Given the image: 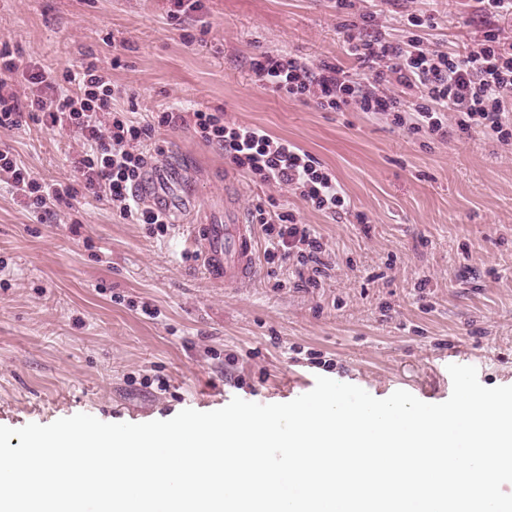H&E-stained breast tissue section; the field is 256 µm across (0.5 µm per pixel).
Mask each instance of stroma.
Returning a JSON list of instances; mask_svg holds the SVG:
<instances>
[{
  "label": "stroma",
  "mask_w": 512,
  "mask_h": 512,
  "mask_svg": "<svg viewBox=\"0 0 512 512\" xmlns=\"http://www.w3.org/2000/svg\"><path fill=\"white\" fill-rule=\"evenodd\" d=\"M413 7L435 15L422 39L442 50L489 29L512 36V16H484L475 0ZM168 9L0 0V43L19 61L106 68L114 109L150 128L152 164L181 170L191 206L163 235L81 196L42 224L0 184V426L78 413L145 423L236 397L285 403L319 375L378 399L404 390L439 404L452 393V359L484 386L512 385V141L410 136L383 114L264 90L252 61L265 51L353 67L335 0H204L178 23ZM180 107L295 142L333 171L349 214H322L234 169L190 124L159 125ZM0 142L48 184L68 177L79 149L76 132L33 119ZM228 192L242 216L274 198L310 225L327 264L319 287H303L295 261L279 258L240 288L204 277L177 225L223 212ZM146 302L157 318L142 313Z\"/></svg>",
  "instance_id": "obj_1"
}]
</instances>
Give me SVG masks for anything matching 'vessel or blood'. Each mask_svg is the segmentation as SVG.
I'll return each instance as SVG.
<instances>
[{
	"label": "vessel or blood",
	"mask_w": 512,
	"mask_h": 512,
	"mask_svg": "<svg viewBox=\"0 0 512 512\" xmlns=\"http://www.w3.org/2000/svg\"><path fill=\"white\" fill-rule=\"evenodd\" d=\"M181 183L179 172L168 169L139 181L133 192L139 199L155 198L172 203ZM208 279L236 288L255 279L258 270L257 235L254 225L242 222L232 199L224 201V220L212 224H186Z\"/></svg>",
	"instance_id": "vessel-or-blood-1"
}]
</instances>
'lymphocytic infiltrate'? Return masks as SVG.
<instances>
[{
	"instance_id": "obj_1",
	"label": "lymphocytic infiltrate",
	"mask_w": 512,
	"mask_h": 512,
	"mask_svg": "<svg viewBox=\"0 0 512 512\" xmlns=\"http://www.w3.org/2000/svg\"><path fill=\"white\" fill-rule=\"evenodd\" d=\"M346 30L345 53L356 60V69L266 52L253 63L257 81L270 93L324 111L353 108L389 115L394 126L410 135L444 139L453 126L462 133L480 131L492 140L512 139V41L490 31L475 48L421 49L413 37L387 40L367 13L356 15ZM18 83L37 87V95L20 100L14 90ZM114 94L95 66L60 75L20 64L8 47L0 48V129H17L24 112H38L46 128H69L83 140L71 180L53 184L39 183L0 144V177L37 220H47L61 202L82 190L106 200L128 223L166 231L168 216L140 205L133 194L148 164L142 145L149 129L114 111ZM192 117L200 137L221 149L235 169L294 191L314 210L348 213L350 202L335 175L293 142L258 126L228 121L220 112L198 109ZM251 218L262 226L267 258L293 256L300 266L320 265L321 242L309 225L279 210L277 202L256 206Z\"/></svg>"
}]
</instances>
